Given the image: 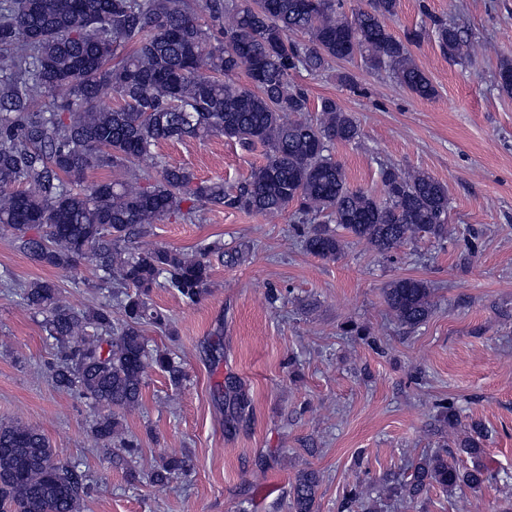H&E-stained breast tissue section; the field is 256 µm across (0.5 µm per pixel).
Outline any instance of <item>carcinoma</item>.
<instances>
[{"label": "carcinoma", "instance_id": "obj_1", "mask_svg": "<svg viewBox=\"0 0 512 512\" xmlns=\"http://www.w3.org/2000/svg\"><path fill=\"white\" fill-rule=\"evenodd\" d=\"M398 5L368 0V8L348 15L344 0H201L197 9L192 0H0V226L41 266L66 271L91 262L101 286H122L115 294L122 315L112 316L110 304L71 305L52 279L4 285L19 288L23 304L44 315L56 347L51 380L98 410L90 429L104 448H120L136 462L140 443L124 433L121 412L139 405L147 367L175 383L184 379L168 351L148 348L145 326L168 322L151 306L153 289L199 303L211 283L208 257L221 252L216 242L193 253L129 249L149 225L168 216L193 223L209 206L269 217L290 210L294 223L309 225L305 250L329 261L342 250L333 224L382 255L417 237L453 236L447 185L387 165L380 193L353 189L331 147L360 138L357 117L325 97L316 119L300 118L310 111L309 97L295 75L357 56L416 97H436L409 51L425 32L401 40L388 30ZM431 35L448 59L471 60V36L458 25L438 20ZM241 70L247 85L235 81ZM112 98L118 106L104 105ZM213 134L265 151V163L232 193L166 160L154 176L133 168L163 141ZM103 168L123 176L83 184L87 171ZM384 297L407 327L432 313L422 280H393ZM438 409L455 432V402L442 400ZM486 437L475 422L454 447L422 454L410 476L391 480L388 498L411 503L435 486L451 494L498 481L481 463ZM463 455L472 467L458 466ZM187 468L186 458L167 456L147 479L165 483ZM319 486L317 471H300L289 512H316ZM87 494L75 467L56 462L45 434L0 424V512H78ZM345 505L384 507L362 485L347 492Z\"/></svg>", "mask_w": 512, "mask_h": 512}]
</instances>
